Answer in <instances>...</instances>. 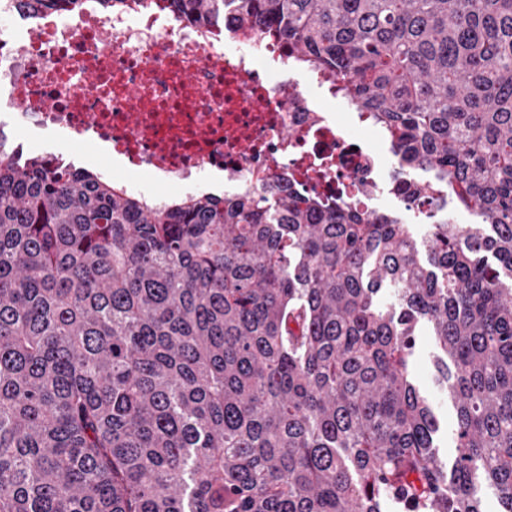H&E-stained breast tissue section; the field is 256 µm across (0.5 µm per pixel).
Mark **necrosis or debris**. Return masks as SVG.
<instances>
[{"instance_id":"1","label":"necrosis or debris","mask_w":512,"mask_h":512,"mask_svg":"<svg viewBox=\"0 0 512 512\" xmlns=\"http://www.w3.org/2000/svg\"><path fill=\"white\" fill-rule=\"evenodd\" d=\"M0 16V146L44 129L74 149L103 142L127 160L113 185L136 195L154 181L158 208L213 168L228 195L290 176L373 212L382 149L357 135L369 113L315 106L274 32L203 28L148 0L41 14L0 0Z\"/></svg>"}]
</instances>
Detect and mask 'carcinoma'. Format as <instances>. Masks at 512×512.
Returning <instances> with one entry per match:
<instances>
[{
  "instance_id": "carcinoma-1",
  "label": "carcinoma",
  "mask_w": 512,
  "mask_h": 512,
  "mask_svg": "<svg viewBox=\"0 0 512 512\" xmlns=\"http://www.w3.org/2000/svg\"><path fill=\"white\" fill-rule=\"evenodd\" d=\"M170 7L342 80L394 177L433 173L411 196L434 221L277 180L157 210L0 153V512H484L483 485L512 512V0ZM450 196L480 222L438 216ZM422 322L450 467L410 376Z\"/></svg>"
}]
</instances>
